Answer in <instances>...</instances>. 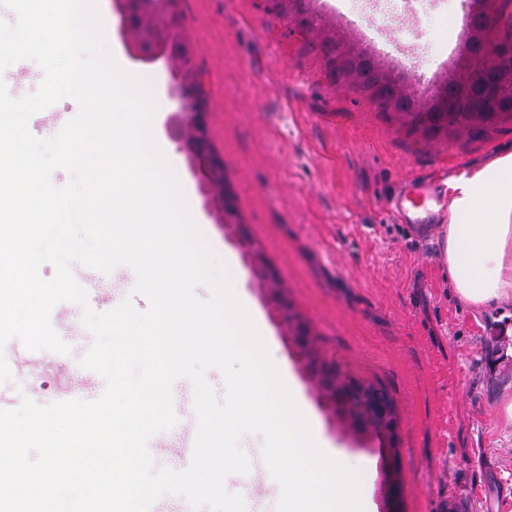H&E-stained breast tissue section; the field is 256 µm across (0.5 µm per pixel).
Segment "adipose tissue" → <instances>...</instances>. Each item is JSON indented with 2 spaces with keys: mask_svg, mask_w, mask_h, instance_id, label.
Here are the masks:
<instances>
[{
  "mask_svg": "<svg viewBox=\"0 0 512 512\" xmlns=\"http://www.w3.org/2000/svg\"><path fill=\"white\" fill-rule=\"evenodd\" d=\"M444 260L460 298L512 300V153L448 185Z\"/></svg>",
  "mask_w": 512,
  "mask_h": 512,
  "instance_id": "ef3b65f1",
  "label": "adipose tissue"
}]
</instances>
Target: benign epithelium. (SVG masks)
Returning <instances> with one entry per match:
<instances>
[{
  "instance_id": "1",
  "label": "benign epithelium",
  "mask_w": 512,
  "mask_h": 512,
  "mask_svg": "<svg viewBox=\"0 0 512 512\" xmlns=\"http://www.w3.org/2000/svg\"><path fill=\"white\" fill-rule=\"evenodd\" d=\"M165 0H123L121 10V31L125 36L127 53L134 59L145 63L161 61L169 69L173 84L171 95L178 101L179 107L168 123L167 131L185 154L192 170L199 178L200 191L206 205L212 209L218 223H228L234 206L224 191V162L213 153L209 140L207 110L203 106L199 88L188 73V65L173 45L168 33L162 29H150L136 37L131 31V16H148L160 10ZM487 62L506 72L512 78V51L496 43L479 41ZM242 257L250 266L256 280L261 283L267 296L274 304L275 319L289 326L290 336L296 354L303 365H308L305 353L311 346L310 338L301 336L300 328L304 323L297 318H288V302L282 297V289L271 274L258 247L247 237H240ZM325 406L331 411L341 410L355 416L360 423L376 435L383 437L379 441V454L382 471L389 479L386 510L392 512L400 496L399 482L395 479V449H393L396 431L389 410L365 399L358 386L347 382L341 386L331 382L319 392Z\"/></svg>"
}]
</instances>
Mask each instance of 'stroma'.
<instances>
[{
  "mask_svg": "<svg viewBox=\"0 0 512 512\" xmlns=\"http://www.w3.org/2000/svg\"><path fill=\"white\" fill-rule=\"evenodd\" d=\"M468 3L437 0L417 38L377 33L388 46L382 71L413 86L443 68L458 74L466 51L453 21ZM307 5L321 36L366 51L344 18L350 0ZM98 8L116 61L147 80L154 137L171 148L166 123L178 103L168 71L128 55L116 0H98ZM178 8L243 233L263 250L321 356L355 380L384 384L395 400L403 512H443L457 488L468 492L467 512L512 499V419L504 411L512 402V300L476 307L459 299L442 250L418 241L388 208L415 171L443 186L512 152V117L478 134L458 127L427 138L352 81L331 83L320 51L271 0H178ZM168 160L207 245L248 295L281 371L292 375L324 437L360 464L372 512H384L377 449L332 419L254 285L235 234L205 206L184 154Z\"/></svg>",
  "mask_w": 512,
  "mask_h": 512,
  "instance_id": "obj_1",
  "label": "stroma"
}]
</instances>
